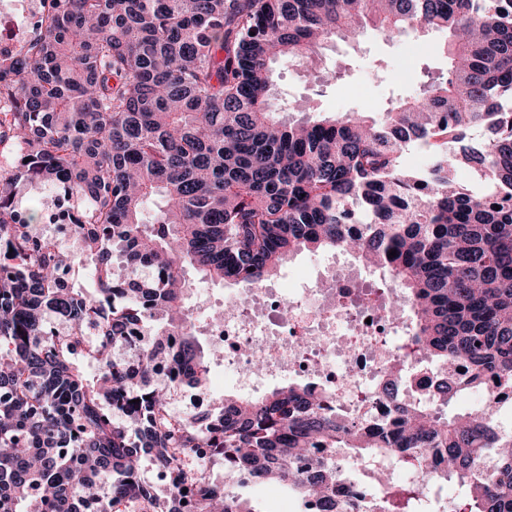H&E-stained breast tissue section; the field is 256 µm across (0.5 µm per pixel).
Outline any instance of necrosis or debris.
<instances>
[{"label": "necrosis or debris", "mask_w": 512, "mask_h": 512, "mask_svg": "<svg viewBox=\"0 0 512 512\" xmlns=\"http://www.w3.org/2000/svg\"><path fill=\"white\" fill-rule=\"evenodd\" d=\"M52 7V0H0V58H18L42 34L41 24L28 27L20 17H41ZM401 315L357 287L353 271L330 265L288 293L252 289L246 309L199 327L221 347L239 391L256 395L276 378H298L329 391L354 416L380 419L390 405L385 387L402 395L434 391L433 373L408 354L391 324Z\"/></svg>", "instance_id": "4bbe7bcc"}]
</instances>
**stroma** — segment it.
I'll use <instances>...</instances> for the list:
<instances>
[{"instance_id":"stroma-1","label":"stroma","mask_w":512,"mask_h":512,"mask_svg":"<svg viewBox=\"0 0 512 512\" xmlns=\"http://www.w3.org/2000/svg\"><path fill=\"white\" fill-rule=\"evenodd\" d=\"M440 34L429 35L412 30L389 41L370 30L358 43H337L328 50L326 62L336 67L339 80L321 86L303 67L279 71L277 83L289 99L314 98L325 112L361 111L381 118L391 100L412 94L427 73L440 74L448 69V60L440 50ZM350 265L348 256L307 251L291 256L273 282L288 287L305 282L330 262ZM254 512H301L299 498L288 496L283 489L262 483L241 490Z\"/></svg>"}]
</instances>
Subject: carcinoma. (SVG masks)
I'll return each instance as SVG.
<instances>
[{
  "instance_id": "1",
  "label": "carcinoma",
  "mask_w": 512,
  "mask_h": 512,
  "mask_svg": "<svg viewBox=\"0 0 512 512\" xmlns=\"http://www.w3.org/2000/svg\"><path fill=\"white\" fill-rule=\"evenodd\" d=\"M53 2L22 61L0 62L15 73L0 80V139L22 144L0 177V512H254L236 492L249 480L337 512L338 448L457 478L464 495L444 512H512V430L491 407L448 414L489 374L512 388V0ZM370 29L445 33L447 74L381 122L282 106L272 65L330 81L321 51ZM410 142L431 159L423 174L405 166ZM454 166L489 192L459 186ZM20 184L70 197L80 249L34 232ZM305 250L361 262L408 308L410 347L470 374L429 398L388 393L393 414L376 423L288 382L175 412L172 391L209 375L187 269L239 286L244 304ZM88 259L95 291L61 287ZM133 334L140 345L117 353ZM317 446L326 455L298 469ZM142 458L173 493L158 496ZM217 460L231 485L209 484ZM429 491L390 484L353 509L424 512Z\"/></svg>"
}]
</instances>
